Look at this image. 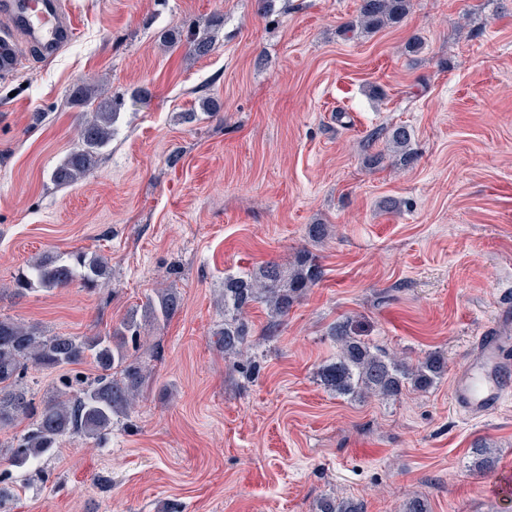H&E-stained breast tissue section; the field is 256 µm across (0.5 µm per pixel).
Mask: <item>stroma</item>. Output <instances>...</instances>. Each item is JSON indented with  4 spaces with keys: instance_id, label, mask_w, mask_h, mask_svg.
Here are the masks:
<instances>
[{
    "instance_id": "stroma-1",
    "label": "stroma",
    "mask_w": 512,
    "mask_h": 512,
    "mask_svg": "<svg viewBox=\"0 0 512 512\" xmlns=\"http://www.w3.org/2000/svg\"><path fill=\"white\" fill-rule=\"evenodd\" d=\"M359 6L65 0L72 42L20 49L0 76V317L89 336L136 316L151 371L131 417L43 457L45 480L0 459L21 489L0 512H317L333 495L512 512V402L482 420L451 403L473 340L512 305V0H411L398 24L343 32ZM212 18L207 55L163 45ZM91 75L120 103L114 134L58 188L83 115L69 95ZM400 125L408 164L388 142ZM305 249L322 278L280 324L250 305L260 371L244 378L215 345L224 276ZM77 250L107 258L96 287L12 294L32 259ZM167 286L182 306L159 324L145 303ZM346 319L406 360L442 354L446 375L398 401L336 395L318 371ZM479 440L499 457L488 477L469 469Z\"/></svg>"
}]
</instances>
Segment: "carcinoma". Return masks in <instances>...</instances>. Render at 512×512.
<instances>
[{"instance_id":"1","label":"carcinoma","mask_w":512,"mask_h":512,"mask_svg":"<svg viewBox=\"0 0 512 512\" xmlns=\"http://www.w3.org/2000/svg\"><path fill=\"white\" fill-rule=\"evenodd\" d=\"M410 10V0H361L357 20L349 27L368 33L400 22ZM169 44L187 41L198 56L210 51V39L196 30L171 33ZM98 89L83 83L71 97L77 105H91ZM117 113L104 101L87 113L80 130L82 144L70 152L53 170L57 186L77 182L97 165L101 151L112 140ZM409 130H392L394 153L407 162L411 159ZM109 274L108 260L96 253L73 252L66 256L42 255L28 263L15 279L12 293L24 296L38 290L94 285ZM322 271L315 256L300 255L294 264L282 269L265 266L254 273L224 276V327L215 333L216 345L224 351V360L247 378L258 371L256 356L249 353L251 327L246 310L256 301L263 302L274 321L288 315L296 298L321 280ZM181 307L179 293L167 288L147 299L146 311L156 321L169 320ZM336 357L319 369V377L338 396L364 399L375 396L397 400L410 388L426 391L434 387L447 370V361L439 353H430L416 362L373 348L351 331L343 321L331 329ZM141 338L140 323L132 315L104 334L92 336L49 335L34 326L9 318H0V428L26 420L28 426L5 446L0 444V459L9 466L24 468L55 451L71 437L103 441L114 422L129 416L139 399L148 373L132 360L129 345ZM92 359L96 373L90 377L62 376L60 385L35 406L28 397L26 376L29 370H63ZM497 456L491 447L479 443L471 449L470 470L480 476L491 474ZM319 512H363L352 498L328 496L318 505Z\"/></svg>"}]
</instances>
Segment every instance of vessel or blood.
<instances>
[{"mask_svg": "<svg viewBox=\"0 0 512 512\" xmlns=\"http://www.w3.org/2000/svg\"><path fill=\"white\" fill-rule=\"evenodd\" d=\"M0 15L46 56L54 55L76 32V20L63 0H0ZM511 346L512 308L504 306L495 324L475 338L465 364L454 376L451 399L461 416H489L512 399V364L504 357Z\"/></svg>", "mask_w": 512, "mask_h": 512, "instance_id": "b4317fda", "label": "vessel or blood"}]
</instances>
